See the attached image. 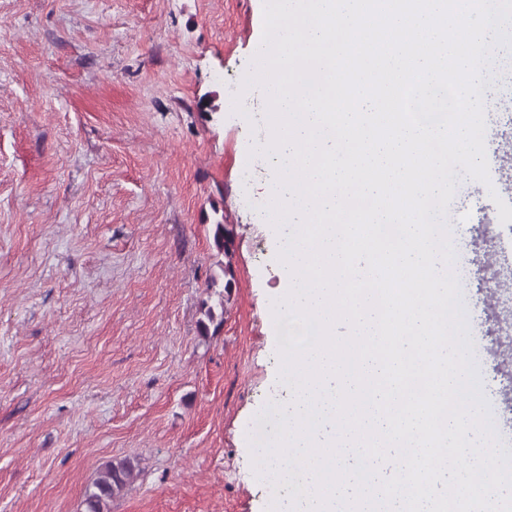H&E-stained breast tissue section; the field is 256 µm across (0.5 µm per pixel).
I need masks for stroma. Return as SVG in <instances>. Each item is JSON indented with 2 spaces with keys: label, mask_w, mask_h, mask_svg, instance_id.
<instances>
[{
  "label": "stroma",
  "mask_w": 512,
  "mask_h": 512,
  "mask_svg": "<svg viewBox=\"0 0 512 512\" xmlns=\"http://www.w3.org/2000/svg\"><path fill=\"white\" fill-rule=\"evenodd\" d=\"M262 34L263 0H0V512H85L126 457L110 512H266L248 447L288 390L269 344L278 243L254 218L273 169L249 160L266 103L240 89ZM485 117L503 197L512 126ZM454 184L469 337L512 442V267L487 188ZM227 259L225 300L210 281ZM205 303L224 308L209 336ZM213 244L218 253L226 257H231L235 246V235L233 229L228 224L218 222L212 224ZM134 469L130 459L106 466L85 491V512H109L110 502L133 478Z\"/></svg>",
  "instance_id": "obj_1"
}]
</instances>
